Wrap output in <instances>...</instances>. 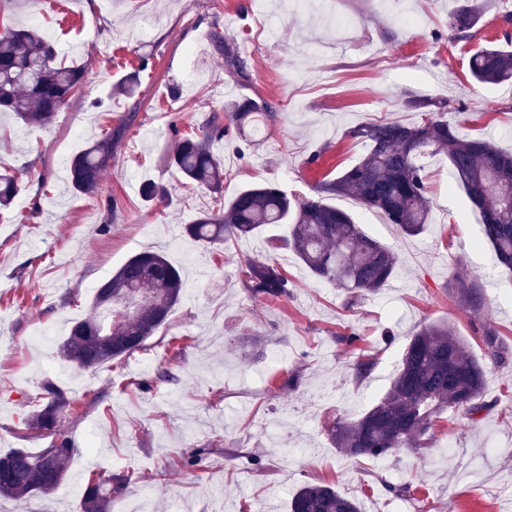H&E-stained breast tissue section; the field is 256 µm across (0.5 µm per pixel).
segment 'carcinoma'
<instances>
[{
    "mask_svg": "<svg viewBox=\"0 0 512 512\" xmlns=\"http://www.w3.org/2000/svg\"><path fill=\"white\" fill-rule=\"evenodd\" d=\"M484 6L483 0H465L450 17V28L461 33L471 30ZM56 57L54 45L39 29L0 27V112L29 127L52 124L83 79L81 69L58 64ZM469 70L478 84L512 80V50L507 44L483 46L471 56ZM415 108L421 110V118L413 124L390 121L351 129L349 136L368 146L364 157L334 177H323L312 193L299 197L263 183L224 199V163L213 144L224 140L229 128L219 117H212L200 133L179 136L169 157L186 180L213 195L216 205L187 225V235L204 247H214L231 238H249L266 224H289L284 246L312 276L335 283L352 299L375 293L396 274L399 257L329 200L353 197L383 214L402 235L418 236L430 223L431 213L421 159L427 153H443L453 178L479 211L482 241L494 250L500 266L512 271V207L500 205V197L512 191V152L500 150L491 140L470 137L449 123L443 117L448 111L444 98L421 99ZM268 109L248 98L225 106L240 132L266 125L272 117ZM111 158L110 135L75 155L68 164L72 188L98 192ZM17 192L14 177L0 173V207L10 206ZM141 194L148 202L168 197L165 187L151 181L142 184ZM183 287L181 271L164 255L135 254L96 287L88 313L73 323L59 345L60 358L89 369L143 348L169 320ZM244 287L251 294L280 299L289 294V279L273 264L249 262ZM129 296L138 299L140 315L130 321L114 318ZM484 344L493 364L512 355L493 330L485 333ZM487 375V364L456 336L450 322L425 323L411 334L384 396L355 420H334L326 428L327 435L333 447L351 458L381 461L415 455L427 447L445 412L462 409L473 419L487 410ZM43 389L41 404L24 419V426L30 437L48 443L37 451L14 448L0 455V496L25 499L54 490L63 482L76 452L74 438L61 428L71 399L52 382ZM46 451L52 459L43 466L38 460ZM120 489L112 486L109 476L90 478L82 495L83 512H110L112 492ZM289 512H360V507L330 485L312 484L293 495Z\"/></svg>",
    "mask_w": 512,
    "mask_h": 512,
    "instance_id": "cac0c4a2",
    "label": "carcinoma"
}]
</instances>
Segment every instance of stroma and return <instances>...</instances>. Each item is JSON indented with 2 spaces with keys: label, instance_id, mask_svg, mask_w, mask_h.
Here are the masks:
<instances>
[{
  "label": "stroma",
  "instance_id": "35a3bbf8",
  "mask_svg": "<svg viewBox=\"0 0 512 512\" xmlns=\"http://www.w3.org/2000/svg\"><path fill=\"white\" fill-rule=\"evenodd\" d=\"M462 0H339L349 29L284 0H0V24L38 26L58 59L84 73L82 87L46 128L0 116V168L22 186L0 211V454L39 450L24 418L53 381L74 404L63 427L79 450L64 482L32 499L0 497V512H80L90 471L123 482L115 502L142 491L156 512H288L308 484L327 483L362 512H507L512 507V361L490 366V408L472 422L461 413L439 422L429 447L389 461L340 455L327 421L361 415L386 392L411 332L451 320L457 336L484 355L483 331L512 344V273L480 242L479 214L448 161L426 158L431 222L406 238L380 213L339 197L369 235L390 246L400 269L388 287L348 305L345 292L313 278L283 246L290 228L265 227L214 249L190 242L183 258L173 226L209 211V192L186 184L168 162L178 133L224 104L251 98L270 105L266 129L244 155L228 135L214 151L224 160V195L271 182L290 194L361 160L366 146L349 129L418 121L409 104L447 98L446 117L472 137L512 151V85L476 83L470 55L512 33V0H489L470 36L448 20ZM410 11L409 30L397 15ZM223 43H215L214 33ZM249 62L238 77L225 46ZM139 71L134 98L112 95ZM125 124L112 147L99 194L74 191L68 161L90 141ZM317 165H308L313 153ZM165 185L171 203L144 201L143 181ZM117 207H109V198ZM185 272L181 301L145 346L97 368L63 366L57 353L72 322L84 317L95 287L145 249ZM275 262L292 282L288 297L263 299L242 285L247 261ZM477 281L479 306L461 295ZM356 333L355 346L338 335ZM362 354L375 367L357 375ZM172 382L154 385L160 367ZM298 386L288 390L289 377ZM205 449L199 465L180 455Z\"/></svg>",
  "mask_w": 512,
  "mask_h": 512
}]
</instances>
